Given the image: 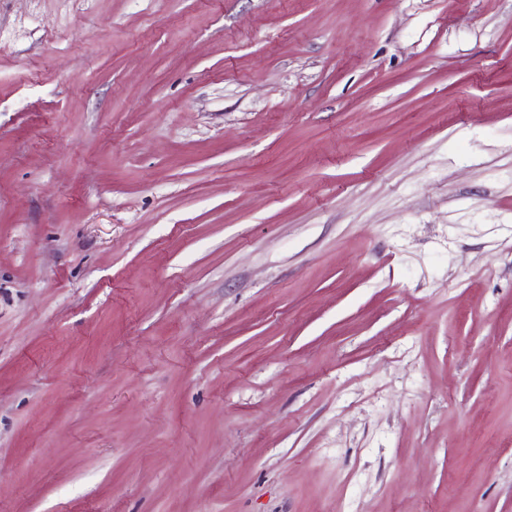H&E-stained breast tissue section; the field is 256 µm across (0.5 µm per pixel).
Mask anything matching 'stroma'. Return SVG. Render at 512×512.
<instances>
[{
    "label": "stroma",
    "instance_id": "stroma-1",
    "mask_svg": "<svg viewBox=\"0 0 512 512\" xmlns=\"http://www.w3.org/2000/svg\"><path fill=\"white\" fill-rule=\"evenodd\" d=\"M0 512H512V0H0Z\"/></svg>",
    "mask_w": 512,
    "mask_h": 512
}]
</instances>
